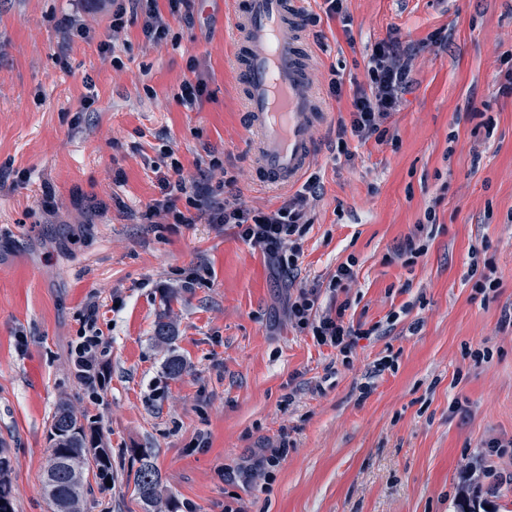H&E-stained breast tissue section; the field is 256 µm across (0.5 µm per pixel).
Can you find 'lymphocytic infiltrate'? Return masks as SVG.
<instances>
[{"label": "lymphocytic infiltrate", "instance_id": "f902f5d3", "mask_svg": "<svg viewBox=\"0 0 512 512\" xmlns=\"http://www.w3.org/2000/svg\"><path fill=\"white\" fill-rule=\"evenodd\" d=\"M145 8L147 19L143 32L153 39L164 38L168 27L155 0H121L112 11V29H124L129 13ZM415 48L402 46L396 39H388L374 45L368 63V88L357 89L351 103V119L339 123V136L351 135L360 141H383L387 134L383 124L392 112L398 111L402 94L409 84ZM173 178L162 179L164 197L147 209L146 219L162 217L171 224H224L232 227L239 238L260 248L281 270L294 272L295 261L286 260L283 249L291 237L302 233L307 217L309 200L316 194V179H308L302 192L296 194L280 208L263 212L252 210L239 197L225 198L216 202L219 190L211 185H190L182 178V166L171 160ZM316 291L299 289L288 301V315L297 327L311 329L319 344L336 349L341 355L351 353L357 330L344 321L346 308L338 306L335 313L315 316ZM105 346L97 327L96 309H88L84 316L80 341L71 352L78 368L76 377L88 390L101 389L105 384L102 357Z\"/></svg>", "mask_w": 512, "mask_h": 512}]
</instances>
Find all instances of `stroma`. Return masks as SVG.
I'll list each match as a JSON object with an SVG mask.
<instances>
[{
    "instance_id": "stroma-1",
    "label": "stroma",
    "mask_w": 512,
    "mask_h": 512,
    "mask_svg": "<svg viewBox=\"0 0 512 512\" xmlns=\"http://www.w3.org/2000/svg\"><path fill=\"white\" fill-rule=\"evenodd\" d=\"M157 7L169 32L154 42L139 17L113 31L112 0H0V448L15 512H52L43 474L63 401L112 452V484L88 480L83 512H145L144 454L178 512H460L466 484L512 512V482L497 479L512 447L486 448L512 440V0H347L343 18L301 0L321 17L305 35L327 115L295 285L365 329L347 358L289 322L284 277L232 229L142 222L166 153L186 181L235 177L250 208L293 195L256 178L229 0ZM391 36L418 49L413 84L384 142L338 149L337 121ZM198 80L205 95L183 103ZM211 151L223 170L206 171ZM410 238L422 256L401 253ZM344 263L356 278L332 290ZM194 270L207 285L184 288ZM478 273L497 287L478 290ZM92 303L110 346L98 399L69 355ZM171 354L186 363L176 379ZM282 446L274 482H248L252 459Z\"/></svg>"
}]
</instances>
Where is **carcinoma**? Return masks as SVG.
<instances>
[{
  "label": "carcinoma",
  "instance_id": "1",
  "mask_svg": "<svg viewBox=\"0 0 512 512\" xmlns=\"http://www.w3.org/2000/svg\"><path fill=\"white\" fill-rule=\"evenodd\" d=\"M52 441L43 489L55 512H81L87 475L94 473L100 485L112 478V456L100 435L86 431L70 404L61 403L52 417ZM10 462L0 453V512H14L8 481ZM134 482L146 509L159 499V477L147 454H142Z\"/></svg>",
  "mask_w": 512,
  "mask_h": 512
}]
</instances>
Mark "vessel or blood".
I'll list each match as a JSON object with an SVG mask.
<instances>
[{
	"instance_id": "obj_1",
	"label": "vessel or blood",
	"mask_w": 512,
	"mask_h": 512,
	"mask_svg": "<svg viewBox=\"0 0 512 512\" xmlns=\"http://www.w3.org/2000/svg\"><path fill=\"white\" fill-rule=\"evenodd\" d=\"M301 18L299 0H239L234 9L247 132L260 176L272 187L292 185L311 165L312 130L324 116Z\"/></svg>"
}]
</instances>
